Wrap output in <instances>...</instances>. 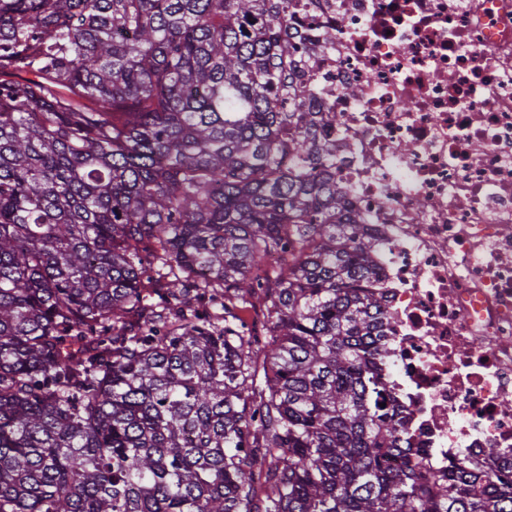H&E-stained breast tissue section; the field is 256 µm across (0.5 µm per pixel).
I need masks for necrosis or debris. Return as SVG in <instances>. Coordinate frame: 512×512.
I'll return each instance as SVG.
<instances>
[{
  "instance_id": "4bbe7bcc",
  "label": "necrosis or debris",
  "mask_w": 512,
  "mask_h": 512,
  "mask_svg": "<svg viewBox=\"0 0 512 512\" xmlns=\"http://www.w3.org/2000/svg\"><path fill=\"white\" fill-rule=\"evenodd\" d=\"M296 84L375 242L390 392L447 473L512 460V0H294ZM357 87L358 96L347 93Z\"/></svg>"
}]
</instances>
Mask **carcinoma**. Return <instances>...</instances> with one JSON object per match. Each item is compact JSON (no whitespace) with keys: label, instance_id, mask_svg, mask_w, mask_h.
<instances>
[{"label":"carcinoma","instance_id":"obj_1","mask_svg":"<svg viewBox=\"0 0 512 512\" xmlns=\"http://www.w3.org/2000/svg\"><path fill=\"white\" fill-rule=\"evenodd\" d=\"M291 2L0 0V512H512L407 447Z\"/></svg>","mask_w":512,"mask_h":512}]
</instances>
